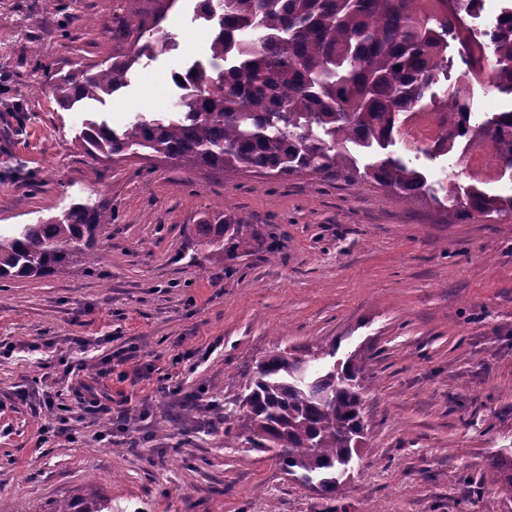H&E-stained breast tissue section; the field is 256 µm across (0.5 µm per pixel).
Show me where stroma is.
<instances>
[{
    "instance_id": "stroma-1",
    "label": "stroma",
    "mask_w": 512,
    "mask_h": 512,
    "mask_svg": "<svg viewBox=\"0 0 512 512\" xmlns=\"http://www.w3.org/2000/svg\"><path fill=\"white\" fill-rule=\"evenodd\" d=\"M110 8L0 0V232L77 203L112 210L106 262L93 249L72 272L0 282V512L91 493L112 512H512L487 465L512 448V220L450 221L428 200L330 177L94 164L83 121L121 129L167 111L173 72L210 39L186 0L168 21L176 49L142 60L106 103L61 111L44 73L105 59ZM219 207L255 243L214 264L198 230ZM44 336L51 347L31 350ZM302 346L369 357L364 446L327 498L252 448L244 425L224 431L257 365ZM68 363L98 391L131 394L111 446L77 409L69 436L41 438L44 400L74 399Z\"/></svg>"
}]
</instances>
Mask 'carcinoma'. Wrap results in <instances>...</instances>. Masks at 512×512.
<instances>
[{"label":"carcinoma","instance_id":"obj_1","mask_svg":"<svg viewBox=\"0 0 512 512\" xmlns=\"http://www.w3.org/2000/svg\"><path fill=\"white\" fill-rule=\"evenodd\" d=\"M177 0H112L103 33L112 54L102 63L50 71L49 91L62 111L82 102L105 103L125 88L141 60L177 47L165 27ZM221 0L224 31L210 37L207 61L188 67L171 115L138 117L122 130L92 120L83 148L95 160L148 152L191 174L254 171L288 178L330 175L350 185L375 182L411 201L430 199L447 216L466 221L512 216V194L459 181L463 156L447 173L439 199L421 170L387 152L410 118L436 106L446 129L431 145L409 149L431 159L455 152L463 139L481 138L512 171V111L474 122L468 98L448 89L440 103L433 88L448 67V39L462 33L457 14L466 0ZM476 51L494 58L496 90L512 96V6L502 8L498 32ZM112 224V211L76 204L43 224H25L0 236V280L41 278L82 262ZM210 261L247 251L250 240L230 214L213 211L201 225ZM318 355L295 349L261 362L237 413L224 414V435L235 421L251 427L249 442L271 454L299 480L319 477L318 494L336 492L359 456L365 437L361 414L368 357L319 368ZM500 492L512 500V448L489 459ZM82 498L57 512H103Z\"/></svg>","mask_w":512,"mask_h":512}]
</instances>
